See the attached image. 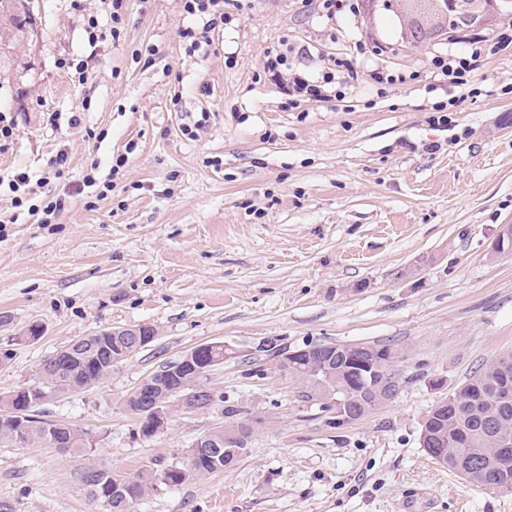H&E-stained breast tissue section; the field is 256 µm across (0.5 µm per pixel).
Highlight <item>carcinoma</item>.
Instances as JSON below:
<instances>
[{"label": "carcinoma", "mask_w": 512, "mask_h": 512, "mask_svg": "<svg viewBox=\"0 0 512 512\" xmlns=\"http://www.w3.org/2000/svg\"><path fill=\"white\" fill-rule=\"evenodd\" d=\"M475 0H451L454 11L449 15L451 26L462 23ZM31 24L26 0H0V55L12 48L13 42L26 32ZM97 341L112 348L114 358L97 354L96 349L88 345L82 349L83 358L78 362L65 353L52 355L42 362L50 385L56 391L67 393L76 387H89L104 381V375L112 374V365L127 359L136 353L137 348L128 344L121 336H113L104 331L98 333ZM369 348L375 358L381 361L388 375L397 376L396 364L399 351L387 344H371ZM512 372V354L503 355L473 372L452 394L455 402L450 407L434 406L425 418L423 429L440 442L439 449L448 458L449 469L460 474L467 470L473 474L472 486L495 487L484 476L482 468L496 457L498 433L512 435V405L502 403L496 391L502 370ZM303 385L304 395L308 399H323L325 394L341 389L350 383L353 373L345 370L344 361L330 348L321 350V356L311 363L302 364L292 372ZM483 396L481 406L476 408L470 402L472 393ZM497 424V431L488 429V424ZM225 431L241 435V449H224V459L217 462L199 459L193 466L169 465L164 467L170 478L171 486L177 487L190 480L205 477L231 465L238 453L246 451L249 431L242 425L227 426ZM103 480L122 479L137 488H146L159 471L141 472L134 476H125L100 470Z\"/></svg>", "instance_id": "carcinoma-1"}]
</instances>
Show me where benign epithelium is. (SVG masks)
Segmentation results:
<instances>
[{
  "mask_svg": "<svg viewBox=\"0 0 512 512\" xmlns=\"http://www.w3.org/2000/svg\"><path fill=\"white\" fill-rule=\"evenodd\" d=\"M497 252L512 250V225L506 224L497 235L494 242ZM115 336L124 335L139 347H145L154 340V336L143 331V328H123L111 331ZM259 352L271 353L281 366H292L298 361L308 360L317 354L319 347L307 346L290 350L277 343L275 339H264L256 345ZM336 355L345 359L350 371L356 373L354 384L349 393L341 399L327 402L330 406L331 423L342 426L357 421L363 416L359 406L361 403L356 395L358 384L379 374L381 388L388 387L382 378L384 371L379 361L367 358L363 351L365 347L360 343H336L333 345ZM237 357L236 349L227 342L214 341L200 344L186 352L178 361L175 368L169 371L178 381L179 385L168 390L161 383L148 377L139 384L136 399L139 400L140 409L136 411L140 421L139 432L153 435L164 427L168 416L173 409L184 413H196L202 409H211L216 405V396L204 383L208 373L225 361ZM54 392L47 389L45 375H40L36 381L24 385L10 393L0 396L3 405L8 408L0 416V423L9 424L18 435L26 434L28 421L34 419V409L43 404ZM224 432V427L218 426L200 435L187 450V456L193 459L200 457L211 458L222 444L214 439V434Z\"/></svg>",
  "mask_w": 512,
  "mask_h": 512,
  "instance_id": "obj_1",
  "label": "benign epithelium"
}]
</instances>
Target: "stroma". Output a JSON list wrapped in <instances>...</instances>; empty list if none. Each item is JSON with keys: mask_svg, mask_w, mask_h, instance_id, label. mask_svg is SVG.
I'll return each mask as SVG.
<instances>
[{"mask_svg": "<svg viewBox=\"0 0 512 512\" xmlns=\"http://www.w3.org/2000/svg\"><path fill=\"white\" fill-rule=\"evenodd\" d=\"M360 2L359 15L330 21L319 0H235L232 22L190 53L177 37L193 23L180 0H124L119 41L95 52L85 25L107 21L106 0H29L33 29L0 63V119L14 125L0 175L29 171L36 205L88 174L113 186L72 198L51 224L0 191V343L14 349L0 394L78 338L140 326L156 337L105 381L38 407L95 447L0 444L10 512H103L85 468L182 463L202 432L231 420L223 407L171 411L145 438L125 399L213 341L238 351L205 383L249 427L247 451L135 512H512V492L466 484L419 442L434 404L512 351V253L493 250L512 225V50L485 56L480 95L434 124V104L453 90L431 59L466 49L447 14ZM284 36L308 47L313 72L352 56L343 100L287 108L264 74ZM68 58L87 61L86 80L61 68ZM377 65L405 83L380 88ZM204 112L207 125L184 135ZM33 326L40 336L26 340ZM268 337L291 349L392 345L399 392L329 426L300 381L255 352Z\"/></svg>", "mask_w": 512, "mask_h": 512, "instance_id": "35a3bbf8", "label": "stroma"}]
</instances>
